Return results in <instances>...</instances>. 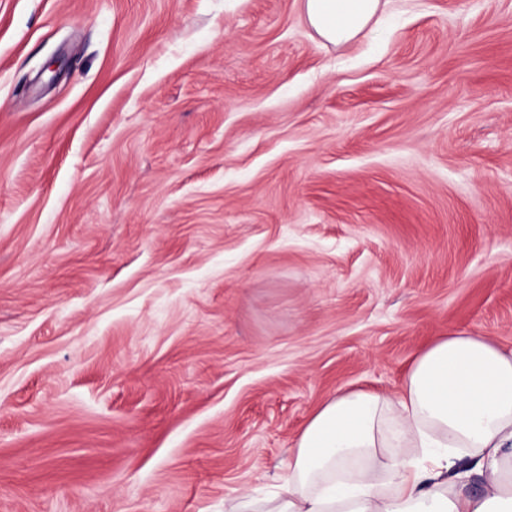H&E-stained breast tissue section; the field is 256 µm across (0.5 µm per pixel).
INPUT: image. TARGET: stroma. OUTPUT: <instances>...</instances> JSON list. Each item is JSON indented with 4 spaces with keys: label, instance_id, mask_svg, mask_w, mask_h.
I'll list each match as a JSON object with an SVG mask.
<instances>
[{
    "label": "stroma",
    "instance_id": "obj_1",
    "mask_svg": "<svg viewBox=\"0 0 512 512\" xmlns=\"http://www.w3.org/2000/svg\"><path fill=\"white\" fill-rule=\"evenodd\" d=\"M460 333L512 348V0H0V512H272ZM389 0H305L308 25L325 42L344 46L371 24Z\"/></svg>",
    "mask_w": 512,
    "mask_h": 512
}]
</instances>
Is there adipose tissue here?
<instances>
[{"label":"adipose tissue","instance_id":"1","mask_svg":"<svg viewBox=\"0 0 512 512\" xmlns=\"http://www.w3.org/2000/svg\"><path fill=\"white\" fill-rule=\"evenodd\" d=\"M387 0H304L325 42L354 41ZM480 475L482 491L466 486ZM275 512H512V349L441 337L401 392L357 390L303 426Z\"/></svg>","mask_w":512,"mask_h":512}]
</instances>
